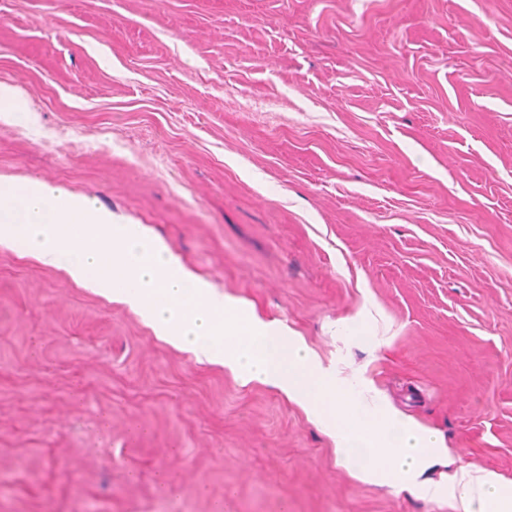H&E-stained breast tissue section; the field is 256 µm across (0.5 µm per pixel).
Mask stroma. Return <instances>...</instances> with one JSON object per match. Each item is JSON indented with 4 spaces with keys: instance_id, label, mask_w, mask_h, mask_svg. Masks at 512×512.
<instances>
[{
    "instance_id": "stroma-1",
    "label": "stroma",
    "mask_w": 512,
    "mask_h": 512,
    "mask_svg": "<svg viewBox=\"0 0 512 512\" xmlns=\"http://www.w3.org/2000/svg\"><path fill=\"white\" fill-rule=\"evenodd\" d=\"M0 179L92 199L512 481V0H0ZM0 512H464L0 245Z\"/></svg>"
}]
</instances>
